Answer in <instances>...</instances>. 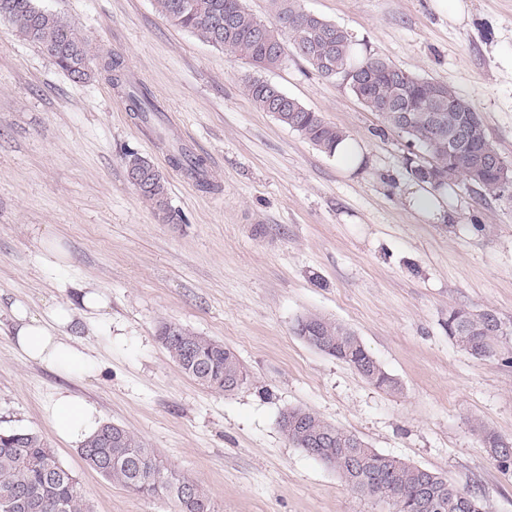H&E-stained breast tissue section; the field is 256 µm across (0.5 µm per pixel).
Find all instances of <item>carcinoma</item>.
<instances>
[{"label":"carcinoma","mask_w":512,"mask_h":512,"mask_svg":"<svg viewBox=\"0 0 512 512\" xmlns=\"http://www.w3.org/2000/svg\"><path fill=\"white\" fill-rule=\"evenodd\" d=\"M155 2L159 14L173 25L224 50L228 57L246 60L259 71L280 66L291 52L321 76L347 80L345 87L368 111L378 113L386 127L406 134L411 142L428 146L433 161L408 159L410 172L419 182L438 190L461 179L496 200H512V194L502 188L497 170L474 169V161L481 154L496 150L481 113L446 111L435 123L407 121L404 113L421 114L434 99L446 102L461 97L445 84L409 72L400 76V67L388 59L353 53L352 34L322 17H309L300 0H270L273 26L251 13L244 0ZM0 21L38 45L74 80L89 76V42L68 19L40 8L36 0H0ZM104 67L113 72L115 85L126 87L128 110L148 120L157 106L146 87L128 80L117 59H105ZM243 88L257 109L275 115L278 122L325 153H332L336 143L347 137L321 113L285 93L281 104L273 107L266 81L258 77L245 79ZM171 163L201 185L211 186L203 158L188 149L176 148ZM124 165L126 170H139L146 176L142 197L167 220H175L164 175L134 151L125 153ZM446 327L459 348L480 359L494 356L498 342L505 337L501 321L489 311L453 309L448 312ZM169 328L168 324L159 328L162 344L180 370L202 386L226 391L225 381L245 377L237 355L223 343L179 325L175 326L177 335L169 337ZM295 333L306 342L320 340L329 355L353 365L375 387L396 388L395 380L344 324L308 315L298 319ZM294 414L299 422L282 429L288 441L320 460L336 457L333 470L345 485L388 502L390 512H484L476 495L451 487L439 473L381 454L313 412L298 409ZM479 430L495 465L505 472L511 470L512 460L500 454L504 436L482 425ZM80 455L88 467L133 495L172 502L177 512H215L200 483L165 466L152 449L125 428L102 424L97 434L82 445ZM25 496L38 501L39 508L33 512H90L77 488L75 474L58 460L41 435L34 431L0 434V512H25L21 505Z\"/></svg>","instance_id":"obj_1"}]
</instances>
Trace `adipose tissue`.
<instances>
[{
    "instance_id": "adipose-tissue-1",
    "label": "adipose tissue",
    "mask_w": 512,
    "mask_h": 512,
    "mask_svg": "<svg viewBox=\"0 0 512 512\" xmlns=\"http://www.w3.org/2000/svg\"><path fill=\"white\" fill-rule=\"evenodd\" d=\"M107 306L104 295L86 290L80 291L78 302L51 304L42 317L14 302L10 307L14 346L27 360L62 376L89 374L94 368L92 357L65 332L74 328L82 311L97 314ZM47 417L57 437L75 445L83 444L102 424V413L94 404L67 391L58 392Z\"/></svg>"
}]
</instances>
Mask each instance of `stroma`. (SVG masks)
<instances>
[{
    "instance_id": "1",
    "label": "stroma",
    "mask_w": 512,
    "mask_h": 512,
    "mask_svg": "<svg viewBox=\"0 0 512 512\" xmlns=\"http://www.w3.org/2000/svg\"><path fill=\"white\" fill-rule=\"evenodd\" d=\"M465 3L454 20L435 0H300L348 29L358 53L452 87L512 164V0ZM38 5L80 27L95 56L91 78L73 81L0 21V432L39 433L91 512L174 507L107 481L54 434L44 414L63 389L203 484L216 512H389L288 442L279 420L304 409L439 472L486 512H512V470L490 460L477 431L512 437V204L460 183L442 191L443 221L410 210L407 161L423 148L298 57L262 79L361 143L355 170L257 110L243 91L251 65L168 23L154 0ZM109 55L149 90L150 122L102 69ZM180 146L204 158L211 190L170 166ZM129 151L162 171L180 222L129 182ZM48 237L65 263L45 251ZM82 288L108 299L112 324L84 316L76 341L94 370L66 379L15 349L7 306L40 315ZM454 308L500 319L496 355L455 344ZM309 314L353 329L396 390L300 339L294 325ZM165 323L233 349L246 381L221 392L186 376L158 339Z\"/></svg>"
}]
</instances>
